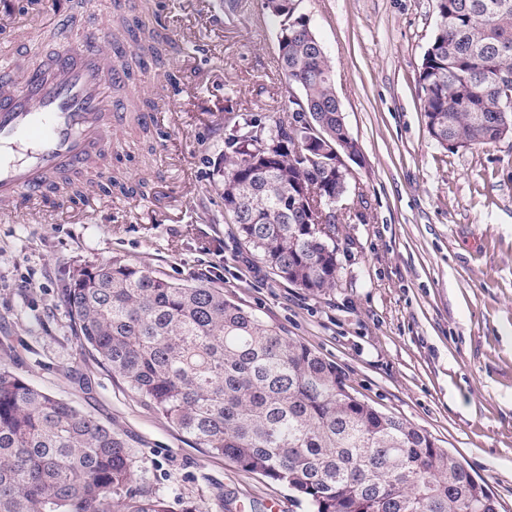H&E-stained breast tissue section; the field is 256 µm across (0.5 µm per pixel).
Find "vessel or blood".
I'll return each instance as SVG.
<instances>
[{
  "label": "vessel or blood",
  "instance_id": "obj_1",
  "mask_svg": "<svg viewBox=\"0 0 512 512\" xmlns=\"http://www.w3.org/2000/svg\"><path fill=\"white\" fill-rule=\"evenodd\" d=\"M125 78L109 30L83 34L34 68H0V206L44 199L62 174L79 173L123 126L106 89Z\"/></svg>",
  "mask_w": 512,
  "mask_h": 512
}]
</instances>
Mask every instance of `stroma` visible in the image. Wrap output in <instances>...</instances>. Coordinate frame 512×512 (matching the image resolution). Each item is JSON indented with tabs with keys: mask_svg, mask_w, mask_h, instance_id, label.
<instances>
[{
	"mask_svg": "<svg viewBox=\"0 0 512 512\" xmlns=\"http://www.w3.org/2000/svg\"><path fill=\"white\" fill-rule=\"evenodd\" d=\"M179 47L134 73L158 103L148 140L120 143L110 167L129 192L82 196L62 185L17 217L0 216V350L23 377L110 424L146 488L173 512H308L286 485L208 454L97 363L61 299L69 271L121 258L158 277L223 289L334 363L352 391L427 431L512 512V138L442 149L429 136L416 74L435 29L434 0H303L334 66L362 151L352 192L365 222L339 227L338 287L312 295L274 276L224 221L218 162L237 115L288 109L277 23L260 0H151ZM72 25L59 32L57 15ZM113 0H0V57L29 39L38 64L80 33L115 25ZM151 187L149 196L136 190Z\"/></svg>",
	"mask_w": 512,
	"mask_h": 512,
	"instance_id": "1",
	"label": "stroma"
}]
</instances>
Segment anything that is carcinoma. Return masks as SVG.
I'll return each instance as SVG.
<instances>
[{"instance_id":"obj_1","label":"carcinoma","mask_w":512,"mask_h":512,"mask_svg":"<svg viewBox=\"0 0 512 512\" xmlns=\"http://www.w3.org/2000/svg\"><path fill=\"white\" fill-rule=\"evenodd\" d=\"M416 77L428 134L443 149L512 137V0H434ZM302 0L278 20L277 63L292 110L245 116L224 137V216L273 274L312 295L339 283L351 139L334 68ZM124 69L162 64L171 37L142 22ZM61 297L98 363L196 445L303 498L309 512H499L426 431L354 395L336 365L224 297L116 258L68 272ZM126 442L91 414L0 362V512H172L142 489Z\"/></svg>"}]
</instances>
